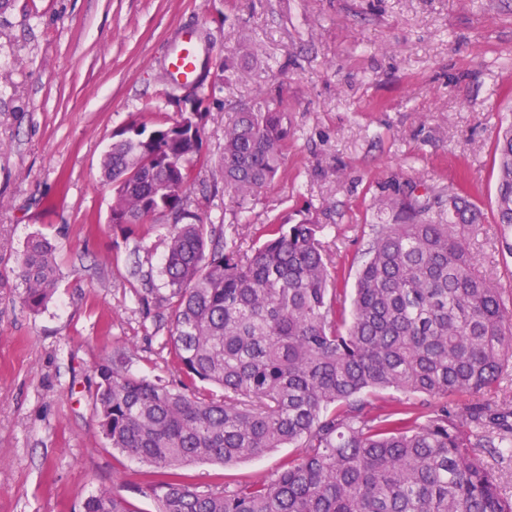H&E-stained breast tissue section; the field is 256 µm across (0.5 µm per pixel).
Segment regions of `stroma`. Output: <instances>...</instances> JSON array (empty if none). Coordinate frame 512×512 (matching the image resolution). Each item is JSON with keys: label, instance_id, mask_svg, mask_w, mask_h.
<instances>
[{"label": "stroma", "instance_id": "stroma-1", "mask_svg": "<svg viewBox=\"0 0 512 512\" xmlns=\"http://www.w3.org/2000/svg\"><path fill=\"white\" fill-rule=\"evenodd\" d=\"M195 28L211 58L201 86L173 84L166 55ZM282 91L288 149L238 226L307 211L347 278L364 261L380 202L415 185H465L484 222L483 273L512 289L498 249L495 141L512 119V0H9L0 10V512H81L113 486L135 512L143 464L113 451L94 412L99 363L175 381L164 228L109 222L100 161L138 113L197 110L200 161L187 205L228 228L219 164L229 112ZM33 236L54 247L56 293L24 309L13 269ZM280 448L233 466L196 463L199 489L273 475Z\"/></svg>", "mask_w": 512, "mask_h": 512}]
</instances>
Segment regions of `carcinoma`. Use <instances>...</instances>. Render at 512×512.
<instances>
[{
    "instance_id": "1",
    "label": "carcinoma",
    "mask_w": 512,
    "mask_h": 512,
    "mask_svg": "<svg viewBox=\"0 0 512 512\" xmlns=\"http://www.w3.org/2000/svg\"><path fill=\"white\" fill-rule=\"evenodd\" d=\"M282 103L259 94L224 124V187L237 214L282 168ZM199 140L196 125L135 116L100 164L113 230L168 228L162 275L178 384L136 377L119 360L95 369L102 437L152 468L138 493L156 512H512L495 468L474 454L493 448L512 463V402L479 400L512 368V300L469 247L482 217L466 191L444 200L398 189L350 293L308 213L269 220L256 247L216 240L185 207ZM495 154L496 223L512 256V125ZM15 277L22 306L43 310L58 280L47 240L28 241ZM384 390L400 397L375 411L370 398ZM286 445L305 452L231 488L201 491L180 473ZM82 512L136 510L104 487Z\"/></svg>"
}]
</instances>
